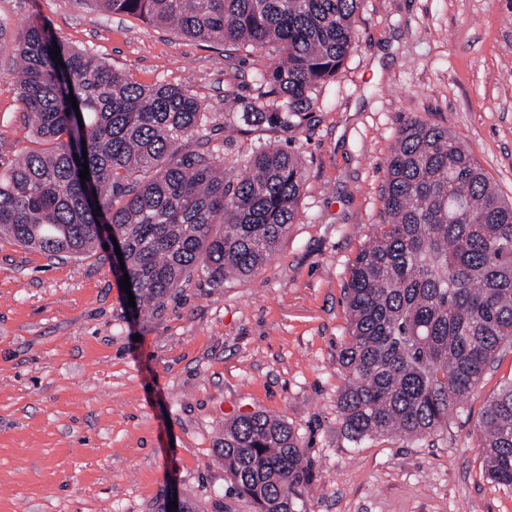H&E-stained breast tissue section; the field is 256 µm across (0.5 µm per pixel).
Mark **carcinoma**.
<instances>
[{
	"label": "carcinoma",
	"instance_id": "obj_1",
	"mask_svg": "<svg viewBox=\"0 0 512 512\" xmlns=\"http://www.w3.org/2000/svg\"><path fill=\"white\" fill-rule=\"evenodd\" d=\"M92 2L236 51L273 49L256 95L229 94L224 111L297 128L354 49L361 0ZM0 51L19 62L14 80L40 144L0 174V235L76 257L101 245L104 226L122 243L137 307L156 310L195 271L222 288L261 269L296 222L298 153L259 145L236 171L210 145L215 118L195 96L134 83L56 42L44 21L15 35L0 26ZM193 141L203 149L188 150ZM348 274L344 432L358 443L438 431L512 341V201L447 128L409 117L386 159L381 220ZM476 435L488 478L512 488V380L487 401ZM214 455L257 512H302L295 487L309 467L283 419L234 417Z\"/></svg>",
	"mask_w": 512,
	"mask_h": 512
}]
</instances>
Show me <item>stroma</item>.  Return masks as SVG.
I'll return each instance as SVG.
<instances>
[{"label":"stroma","mask_w":512,"mask_h":512,"mask_svg":"<svg viewBox=\"0 0 512 512\" xmlns=\"http://www.w3.org/2000/svg\"><path fill=\"white\" fill-rule=\"evenodd\" d=\"M354 51L298 128L231 124L233 162L296 151L298 217L267 264L224 287L194 274L155 314L132 308L111 250L50 257L0 237V512H254L214 459L225 418L268 412L309 461L306 512H512L477 448L504 349L447 428L419 440L349 439L337 409L344 283L379 223L385 162L404 118L448 128L512 199V0H361ZM46 19L141 85L168 83L211 112L247 100L267 51H233L91 0H0V23ZM0 53V171L33 149Z\"/></svg>","instance_id":"1"}]
</instances>
